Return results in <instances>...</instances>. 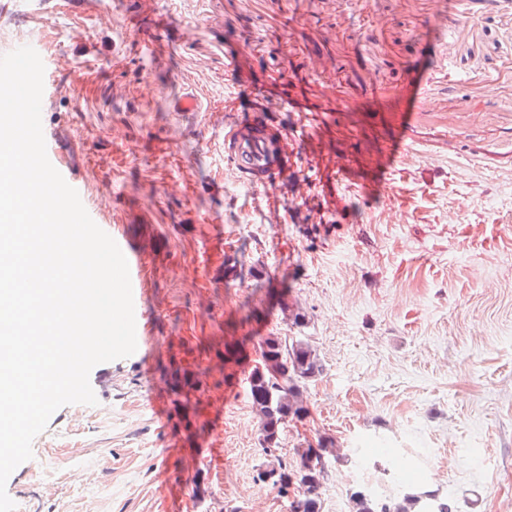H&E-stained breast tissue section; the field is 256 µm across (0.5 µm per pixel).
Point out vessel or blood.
Wrapping results in <instances>:
<instances>
[{
  "label": "vessel or blood",
  "instance_id": "b4317fda",
  "mask_svg": "<svg viewBox=\"0 0 512 512\" xmlns=\"http://www.w3.org/2000/svg\"><path fill=\"white\" fill-rule=\"evenodd\" d=\"M51 164L74 189H82L66 143L58 136L45 138ZM287 134L264 114L251 112L224 127V157L240 182L261 189L287 172L290 158Z\"/></svg>",
  "mask_w": 512,
  "mask_h": 512
}]
</instances>
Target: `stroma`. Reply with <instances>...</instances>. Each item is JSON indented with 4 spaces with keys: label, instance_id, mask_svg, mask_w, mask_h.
<instances>
[{
    "label": "stroma",
    "instance_id": "35a3bbf8",
    "mask_svg": "<svg viewBox=\"0 0 512 512\" xmlns=\"http://www.w3.org/2000/svg\"><path fill=\"white\" fill-rule=\"evenodd\" d=\"M30 44L56 69L42 128L138 247L145 303L97 405L56 410L11 474L19 512H288L224 362L270 331L325 364L280 450L343 444L324 512L382 446L409 462L389 500L427 479L512 512V0H0V55ZM250 109L292 146L261 190L224 158Z\"/></svg>",
    "mask_w": 512,
    "mask_h": 512
}]
</instances>
